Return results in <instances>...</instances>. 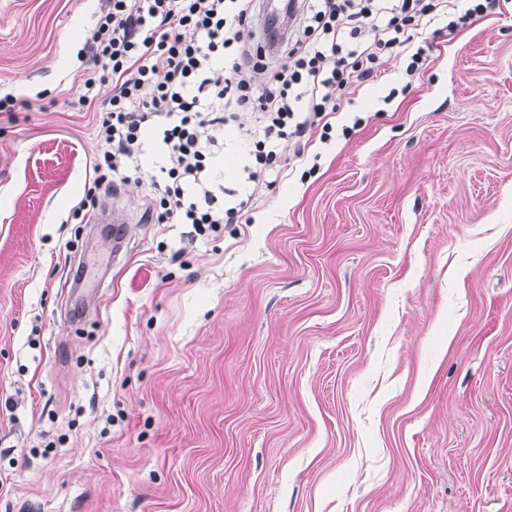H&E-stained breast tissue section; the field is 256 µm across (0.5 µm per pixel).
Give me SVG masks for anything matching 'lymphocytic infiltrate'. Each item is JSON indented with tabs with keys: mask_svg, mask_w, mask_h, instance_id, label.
Segmentation results:
<instances>
[{
	"mask_svg": "<svg viewBox=\"0 0 512 512\" xmlns=\"http://www.w3.org/2000/svg\"><path fill=\"white\" fill-rule=\"evenodd\" d=\"M448 0H305L296 38H255L254 0H110L87 40L90 67L80 102L112 82L110 106L97 125L99 161L125 178L139 171L143 133L157 135L166 155L150 177L161 224L196 232L239 222L252 197L223 192L214 161L224 146L214 132L238 112L255 121L239 127L247 149L240 177L261 188L286 142L314 129L331 131V114L355 83L372 79L382 54L408 52L407 75L428 65L418 31L447 10ZM271 71L264 86L252 75Z\"/></svg>",
	"mask_w": 512,
	"mask_h": 512,
	"instance_id": "lymphocytic-infiltrate-1",
	"label": "lymphocytic infiltrate"
}]
</instances>
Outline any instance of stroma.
Here are the masks:
<instances>
[{
  "instance_id": "1",
  "label": "stroma",
  "mask_w": 512,
  "mask_h": 512,
  "mask_svg": "<svg viewBox=\"0 0 512 512\" xmlns=\"http://www.w3.org/2000/svg\"><path fill=\"white\" fill-rule=\"evenodd\" d=\"M107 10L0 0V512H512V0L385 56L251 223L115 182L118 253ZM132 220L129 212L116 200L112 204L105 205L97 213L94 223L97 224H130Z\"/></svg>"
}]
</instances>
